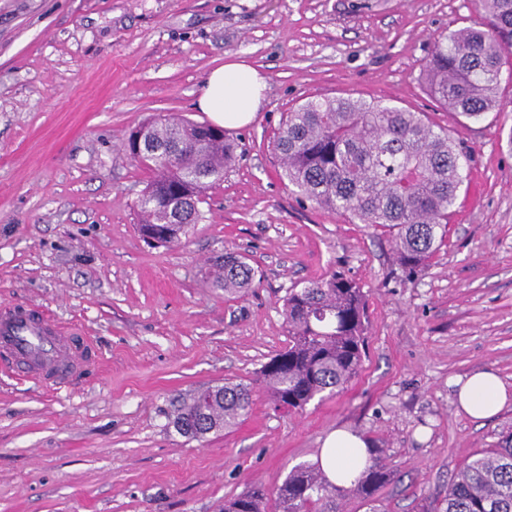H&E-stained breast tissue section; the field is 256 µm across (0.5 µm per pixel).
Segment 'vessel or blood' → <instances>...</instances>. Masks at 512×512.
<instances>
[{
  "instance_id": "b4317fda",
  "label": "vessel or blood",
  "mask_w": 512,
  "mask_h": 512,
  "mask_svg": "<svg viewBox=\"0 0 512 512\" xmlns=\"http://www.w3.org/2000/svg\"><path fill=\"white\" fill-rule=\"evenodd\" d=\"M88 337L70 326L50 323L36 308L0 315V361L19 367L31 380L64 383L95 362Z\"/></svg>"
}]
</instances>
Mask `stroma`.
<instances>
[{"instance_id":"stroma-1","label":"stroma","mask_w":512,"mask_h":512,"mask_svg":"<svg viewBox=\"0 0 512 512\" xmlns=\"http://www.w3.org/2000/svg\"><path fill=\"white\" fill-rule=\"evenodd\" d=\"M485 26L477 0H0V305L79 327L101 356L62 390L0 366V512H224L250 486L276 490L337 428L390 471L382 512H418L498 446L512 406L471 419L453 381L491 369L512 386V80L467 123L422 79L438 35ZM231 57L265 75L264 103L227 130L238 157L205 221L149 245L136 203L151 174L122 142L160 112L207 121L196 97ZM316 95L425 113L468 147L425 271L407 276L387 232L300 205L282 179V115ZM227 249L257 272L232 297L210 276ZM334 272L368 302L347 386L291 413L257 394L238 426L200 441L168 428L171 399L256 379L288 344V290Z\"/></svg>"}]
</instances>
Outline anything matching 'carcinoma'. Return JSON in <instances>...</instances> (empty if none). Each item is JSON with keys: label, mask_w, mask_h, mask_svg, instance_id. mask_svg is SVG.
Returning <instances> with one entry per match:
<instances>
[{"label": "carcinoma", "mask_w": 512, "mask_h": 512, "mask_svg": "<svg viewBox=\"0 0 512 512\" xmlns=\"http://www.w3.org/2000/svg\"><path fill=\"white\" fill-rule=\"evenodd\" d=\"M487 30L462 29L437 39L423 70L428 94L467 121L498 106L504 51L512 47V0H479ZM148 152L171 148L137 165L152 172L137 208L148 242L167 246L206 220L199 204L235 162L237 145L211 125L158 113L144 122ZM282 176L300 202L375 224L392 238L403 272L425 269L444 245L448 214L468 168L467 148L421 112L381 100L309 97L283 115L273 144ZM215 287L236 294L254 286L256 271L239 253L216 257ZM288 347L249 383L226 382L183 397L167 415L182 436L201 439L229 429L252 410L255 389L289 412L332 395L359 371L368 315L363 288L341 273L291 288L283 299ZM389 479L381 456L370 454L353 492L371 505ZM346 489L314 465L298 464L276 491L253 487L224 500V512H339ZM421 512H512V433L496 448L473 454L443 500Z\"/></svg>", "instance_id": "obj_1"}]
</instances>
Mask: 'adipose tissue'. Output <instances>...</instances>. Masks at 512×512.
<instances>
[{"mask_svg": "<svg viewBox=\"0 0 512 512\" xmlns=\"http://www.w3.org/2000/svg\"><path fill=\"white\" fill-rule=\"evenodd\" d=\"M267 82L252 65L230 61L212 70L196 100L200 111L225 128L248 124L262 106ZM456 404L465 415L487 419L512 404V389L488 369L473 371L456 382ZM370 443L362 435L336 429L325 438L314 461L327 478L338 485H350L369 456Z\"/></svg>", "mask_w": 512, "mask_h": 512, "instance_id": "obj_1", "label": "adipose tissue"}]
</instances>
